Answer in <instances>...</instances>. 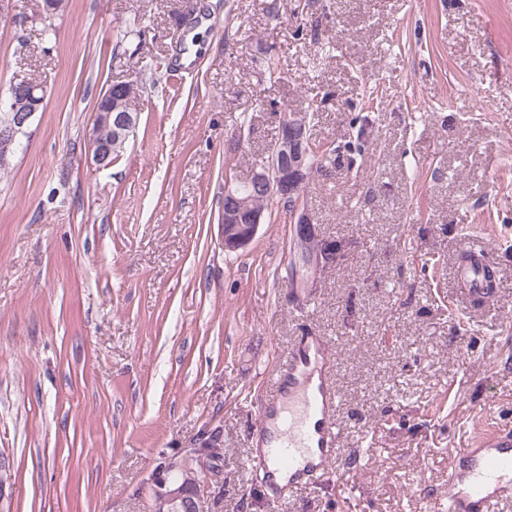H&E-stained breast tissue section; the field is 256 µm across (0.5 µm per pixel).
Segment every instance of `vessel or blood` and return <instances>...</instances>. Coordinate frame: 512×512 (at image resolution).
I'll return each instance as SVG.
<instances>
[{
    "mask_svg": "<svg viewBox=\"0 0 512 512\" xmlns=\"http://www.w3.org/2000/svg\"><path fill=\"white\" fill-rule=\"evenodd\" d=\"M336 367L329 339L309 329L297 337L287 362L273 370L278 392L262 403L260 420L278 417L280 428L254 460L287 472L291 487L323 484L339 459ZM511 499V431H497L484 447L456 451L448 468L450 512H496Z\"/></svg>",
    "mask_w": 512,
    "mask_h": 512,
    "instance_id": "1",
    "label": "vessel or blood"
}]
</instances>
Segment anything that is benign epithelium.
<instances>
[{
	"mask_svg": "<svg viewBox=\"0 0 512 512\" xmlns=\"http://www.w3.org/2000/svg\"><path fill=\"white\" fill-rule=\"evenodd\" d=\"M9 122L0 129V167L10 165L11 147L28 132L37 119L45 97H38L26 83L14 86ZM138 95L137 82L130 79L109 87L108 106L98 113L92 130L93 158L97 165L108 167L112 159V140L125 136L136 125L133 106ZM112 129V137L104 135V127ZM312 142L305 129L296 123L281 121L276 148L267 159L257 164L244 181L250 195L275 193L286 199L298 198L301 189L314 171L311 160ZM224 207V249L237 251L245 247L262 223L263 214L251 208L249 200L236 190H226Z\"/></svg>",
	"mask_w": 512,
	"mask_h": 512,
	"instance_id": "7a95c632",
	"label": "benign epithelium"
}]
</instances>
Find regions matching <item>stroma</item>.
Instances as JSON below:
<instances>
[{"label": "stroma", "mask_w": 512, "mask_h": 512, "mask_svg": "<svg viewBox=\"0 0 512 512\" xmlns=\"http://www.w3.org/2000/svg\"><path fill=\"white\" fill-rule=\"evenodd\" d=\"M0 0V96L46 104L0 171V512H154L212 444L203 512H271L248 446L301 326L338 361L339 469L287 512H448V466L512 430V0ZM279 75L271 77L270 64ZM139 78L106 168L95 104ZM325 99L300 202L222 245L224 188ZM483 250L478 306L459 276ZM155 488L156 512H184L179 503H171L166 497L167 491L174 486L191 487L199 478L191 469L176 470L173 463L159 466L151 475Z\"/></svg>", "instance_id": "35a3bbf8"}]
</instances>
